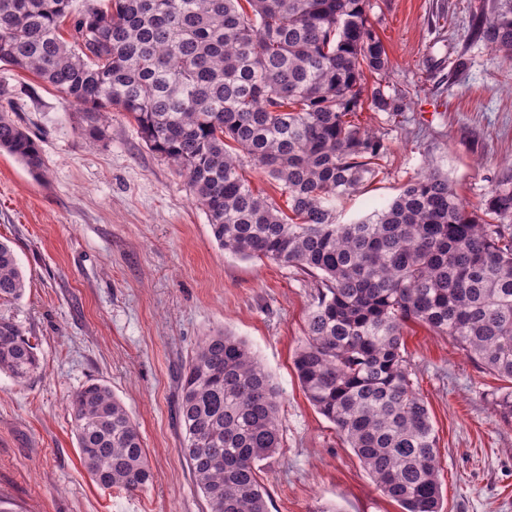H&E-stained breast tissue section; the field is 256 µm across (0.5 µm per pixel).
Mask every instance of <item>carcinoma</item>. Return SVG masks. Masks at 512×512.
<instances>
[{"mask_svg": "<svg viewBox=\"0 0 512 512\" xmlns=\"http://www.w3.org/2000/svg\"><path fill=\"white\" fill-rule=\"evenodd\" d=\"M0 0V63L31 72L85 109L127 112L142 139L185 172L225 252L269 259L316 279L294 358L310 403L330 421L401 512H441L437 439L413 388L403 329L450 337L486 371L512 381V167L468 210L448 175L418 173L399 195L349 224L338 203L376 176L385 146L355 122L395 114L366 73L390 60L367 0ZM71 22V40L61 26ZM472 35L512 60V0L476 16ZM37 173L44 158L10 113L0 151ZM288 196L255 193L241 155ZM25 276L0 242V304ZM39 368L21 324L0 316V374L25 384ZM79 459L102 488L152 481L136 422L105 384L68 399ZM178 452L208 512H268L259 463L282 447L278 394L240 338L197 344L180 376Z\"/></svg>", "mask_w": 512, "mask_h": 512, "instance_id": "1", "label": "carcinoma"}]
</instances>
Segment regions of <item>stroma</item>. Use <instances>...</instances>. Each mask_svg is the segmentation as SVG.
I'll return each instance as SVG.
<instances>
[{
    "label": "stroma",
    "instance_id": "stroma-1",
    "mask_svg": "<svg viewBox=\"0 0 512 512\" xmlns=\"http://www.w3.org/2000/svg\"><path fill=\"white\" fill-rule=\"evenodd\" d=\"M493 0H369L367 16L402 112L364 110L386 153L375 180L337 208L370 214L417 172L447 173L478 202L512 165V61L471 39ZM0 109L41 147L43 173L0 152V240L26 277L23 298L0 304L37 346L40 368L19 386L0 374V499L15 512H207L179 454V376L199 340H244L279 392L283 443L262 462L268 512H400L352 448L306 398L293 360L306 334L314 280L294 268L225 253L185 173L112 110L91 134L80 106L32 73L0 63ZM413 387L438 442L441 512H512L507 381L450 338L404 330ZM107 384L139 425L152 482L128 493L98 487L79 461L68 397Z\"/></svg>",
    "mask_w": 512,
    "mask_h": 512
}]
</instances>
